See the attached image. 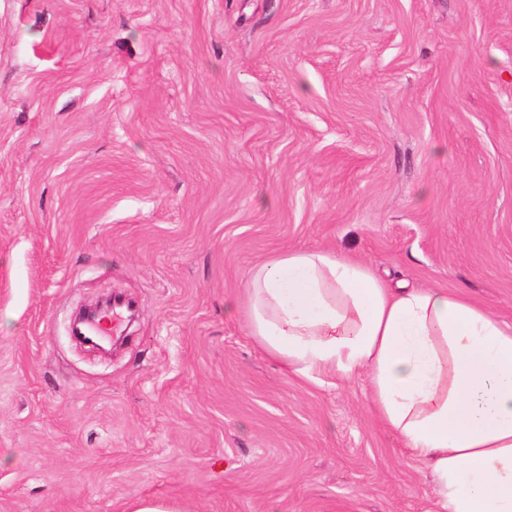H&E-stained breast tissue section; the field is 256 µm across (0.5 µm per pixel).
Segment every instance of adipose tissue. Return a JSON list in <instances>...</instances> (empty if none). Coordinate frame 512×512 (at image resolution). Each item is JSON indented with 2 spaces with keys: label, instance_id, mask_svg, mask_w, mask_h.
Returning <instances> with one entry per match:
<instances>
[{
  "label": "adipose tissue",
  "instance_id": "1",
  "mask_svg": "<svg viewBox=\"0 0 512 512\" xmlns=\"http://www.w3.org/2000/svg\"><path fill=\"white\" fill-rule=\"evenodd\" d=\"M248 288L250 331L288 371L366 374L379 419L432 476L437 512H512V324L327 250L274 254Z\"/></svg>",
  "mask_w": 512,
  "mask_h": 512
}]
</instances>
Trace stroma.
<instances>
[{
  "label": "stroma",
  "mask_w": 512,
  "mask_h": 512,
  "mask_svg": "<svg viewBox=\"0 0 512 512\" xmlns=\"http://www.w3.org/2000/svg\"><path fill=\"white\" fill-rule=\"evenodd\" d=\"M318 248L512 323V0H0V512H433L366 375L249 333Z\"/></svg>",
  "instance_id": "stroma-1"
}]
</instances>
